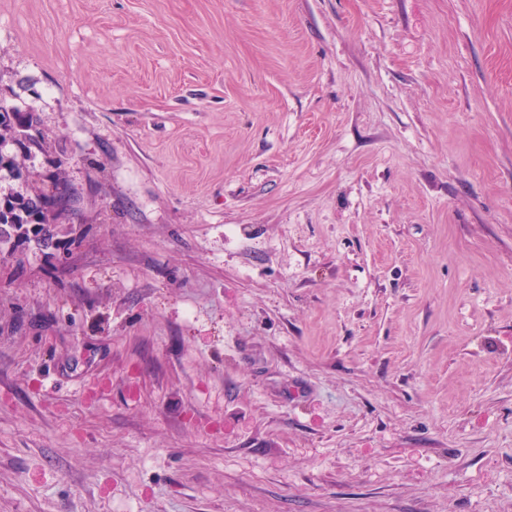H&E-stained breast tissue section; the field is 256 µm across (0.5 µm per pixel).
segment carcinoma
Segmentation results:
<instances>
[{
    "instance_id": "obj_1",
    "label": "carcinoma",
    "mask_w": 512,
    "mask_h": 512,
    "mask_svg": "<svg viewBox=\"0 0 512 512\" xmlns=\"http://www.w3.org/2000/svg\"><path fill=\"white\" fill-rule=\"evenodd\" d=\"M38 120L30 115L23 122L14 124L9 110L0 106V127L7 131H14L13 140L22 151L29 152L36 149L46 152L47 141L37 130ZM76 201L75 194L67 184L56 182L52 191L46 193L35 190L29 194L7 195L0 197V224H10L20 227L35 222L44 224L47 214L52 211H66Z\"/></svg>"
}]
</instances>
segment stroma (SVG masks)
<instances>
[{
	"mask_svg": "<svg viewBox=\"0 0 512 512\" xmlns=\"http://www.w3.org/2000/svg\"><path fill=\"white\" fill-rule=\"evenodd\" d=\"M0 105V512H512V0H0ZM11 113L9 110L0 106V129L5 131L14 130V122L12 121ZM38 120L33 115H29L23 122L19 123L18 128L14 130L13 140L19 145L21 150L31 152L32 148L46 152L47 141L41 132L36 128ZM34 131L35 133H32ZM76 201L67 184L55 182L51 193L34 190L30 194L0 197V224L20 227L35 222L46 224L47 214L67 211Z\"/></svg>",
	"mask_w": 512,
	"mask_h": 512,
	"instance_id": "stroma-1",
	"label": "stroma"
}]
</instances>
